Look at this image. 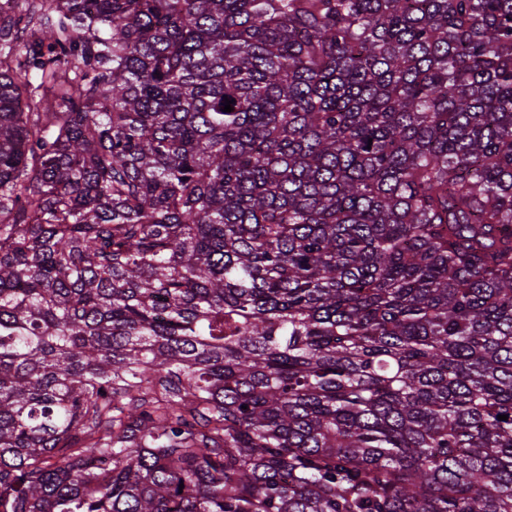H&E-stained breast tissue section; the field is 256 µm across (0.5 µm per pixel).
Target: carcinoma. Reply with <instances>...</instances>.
Wrapping results in <instances>:
<instances>
[{
  "instance_id": "carcinoma-1",
  "label": "carcinoma",
  "mask_w": 512,
  "mask_h": 512,
  "mask_svg": "<svg viewBox=\"0 0 512 512\" xmlns=\"http://www.w3.org/2000/svg\"><path fill=\"white\" fill-rule=\"evenodd\" d=\"M12 2L0 512H512V0Z\"/></svg>"
}]
</instances>
